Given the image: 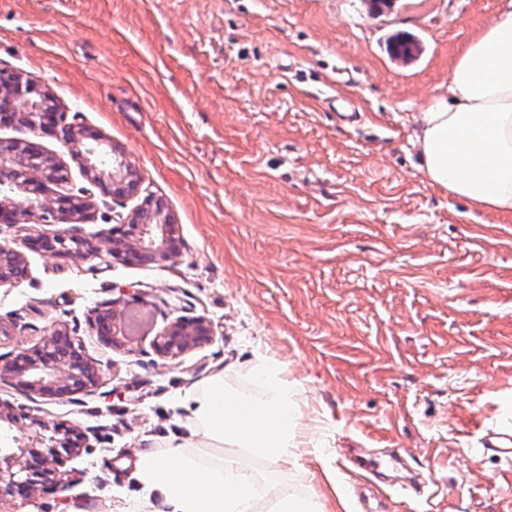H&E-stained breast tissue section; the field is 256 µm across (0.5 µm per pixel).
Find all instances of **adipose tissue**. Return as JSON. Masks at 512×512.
Listing matches in <instances>:
<instances>
[{
    "mask_svg": "<svg viewBox=\"0 0 512 512\" xmlns=\"http://www.w3.org/2000/svg\"><path fill=\"white\" fill-rule=\"evenodd\" d=\"M428 181L474 207L512 216V0L459 51L445 91L417 116ZM186 433L139 451L133 512H257L263 496L242 457L295 466L312 440L282 364L252 363L229 386L216 372L185 393Z\"/></svg>",
    "mask_w": 512,
    "mask_h": 512,
    "instance_id": "adipose-tissue-1",
    "label": "adipose tissue"
}]
</instances>
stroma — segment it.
<instances>
[{
    "label": "stroma",
    "instance_id": "stroma-1",
    "mask_svg": "<svg viewBox=\"0 0 512 512\" xmlns=\"http://www.w3.org/2000/svg\"><path fill=\"white\" fill-rule=\"evenodd\" d=\"M501 0H0V69L49 90L135 164L140 195L104 201L81 236L144 196L182 240L176 262L51 259L26 251L28 281L0 287V354L67 330L100 368L92 395L48 398L0 384L32 417L81 429L44 489L0 494V512H121L135 455L185 418L181 398L216 371L247 376L254 348L299 391L317 454L280 472L277 493L325 512H512V465L484 447L512 414V218L475 210L420 169L416 116L445 89L462 46ZM416 36L411 63L386 47ZM362 120L343 126L344 106ZM90 192L87 148L40 138ZM117 305L118 342L92 310ZM206 317L209 345L159 359L175 317ZM399 455L421 493L386 485L362 502L348 460Z\"/></svg>",
    "mask_w": 512,
    "mask_h": 512
}]
</instances>
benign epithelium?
<instances>
[{"label":"benign epithelium","mask_w":512,"mask_h":512,"mask_svg":"<svg viewBox=\"0 0 512 512\" xmlns=\"http://www.w3.org/2000/svg\"><path fill=\"white\" fill-rule=\"evenodd\" d=\"M31 86L17 72L0 69V110L14 112L23 137L10 143L0 142V186L12 188L8 204L0 203V220L28 224L38 216H52L57 224H71L89 218L88 206L81 196L44 194L45 188L62 179L61 169L50 157L37 167L22 160L24 149H36L28 139L50 136L65 146H74L96 136L69 119L52 98L32 102ZM87 172L101 195L113 199L134 196L141 181L138 168L119 162L112 170L99 166L87 156ZM176 225L163 216L162 204L150 196L143 205L127 215L121 224L83 237L70 236L64 230L29 240V245L50 258L83 261L102 255L126 263L148 265L179 256ZM29 277L27 262L14 243L0 242V285H22ZM117 311L110 307L105 319H93L99 334L116 331ZM213 339V328L203 317L173 319L156 337L154 349L163 360H176L186 352L205 346ZM99 368L67 331L58 329L42 344L21 348L8 361L0 358V383L9 384L26 394L51 398L91 394L98 386ZM22 424L26 442L17 448H0V490L17 488L29 495L35 492L49 469L48 457L57 450L84 447L85 435L74 428L30 417L21 407L0 400V420Z\"/></svg>","instance_id":"benign-epithelium-1"}]
</instances>
